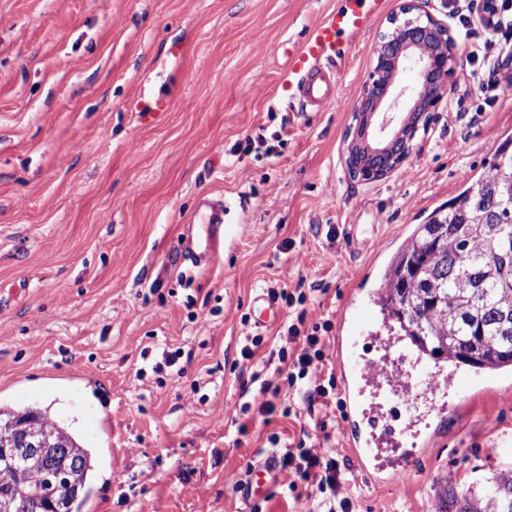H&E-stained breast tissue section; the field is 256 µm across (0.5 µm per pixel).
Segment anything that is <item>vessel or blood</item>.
Returning a JSON list of instances; mask_svg holds the SVG:
<instances>
[{
	"instance_id": "b4317fda",
	"label": "vessel or blood",
	"mask_w": 512,
	"mask_h": 512,
	"mask_svg": "<svg viewBox=\"0 0 512 512\" xmlns=\"http://www.w3.org/2000/svg\"><path fill=\"white\" fill-rule=\"evenodd\" d=\"M382 0H337L335 12L315 23L301 48L290 59L289 73L299 81V93L306 104L323 106L333 96L334 79L323 64L340 56L345 38L361 35L377 13ZM223 206L209 204L197 211L193 222L199 238L196 247L181 250L183 261L198 266L209 263L224 242ZM354 309L343 317L336 338V366L340 372L346 421L351 433V447L361 469L375 466L374 445L389 440L395 433L391 425H379L376 415L370 414L361 400L366 384L385 386L389 398H404L412 381L428 382L437 377L436 369L421 360L410 361L407 370L399 375L373 376L372 370L390 364L398 350L394 337L381 335L369 299H353ZM250 316L255 326L275 324L281 310L270 290H261L250 303ZM272 470L266 462L248 466L238 483L243 502L264 497L269 489Z\"/></svg>"
}]
</instances>
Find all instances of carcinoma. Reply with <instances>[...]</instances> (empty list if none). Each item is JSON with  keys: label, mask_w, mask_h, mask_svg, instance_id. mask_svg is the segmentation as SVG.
I'll use <instances>...</instances> for the list:
<instances>
[{"label": "carcinoma", "mask_w": 512, "mask_h": 512, "mask_svg": "<svg viewBox=\"0 0 512 512\" xmlns=\"http://www.w3.org/2000/svg\"><path fill=\"white\" fill-rule=\"evenodd\" d=\"M378 301L391 331L409 340L428 358L483 371L512 370V135L496 147L494 163L481 175L463 180L457 196L416 225L384 269ZM47 425L54 431L61 478L46 485L44 464L32 463L27 482H17L12 461L1 445L18 436L10 422ZM92 449L67 428L52 422L40 408L0 405V492L36 512L46 496L69 498L70 512H81L96 478ZM499 498L469 489L448 488V509L454 512H505L512 499V473L495 477Z\"/></svg>", "instance_id": "1"}]
</instances>
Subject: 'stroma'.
Instances as JSON below:
<instances>
[{
    "label": "stroma",
    "instance_id": "stroma-1",
    "mask_svg": "<svg viewBox=\"0 0 512 512\" xmlns=\"http://www.w3.org/2000/svg\"><path fill=\"white\" fill-rule=\"evenodd\" d=\"M501 3L431 0L459 46L451 105L401 167L364 182L345 136L398 0L332 63L336 96L317 111L291 99L288 61L337 0H0V403L49 408L96 449L82 512H250L236 482L275 432L334 439L354 512H436L443 488L512 470V371L447 390L441 413L417 400L402 476L361 470L335 406L288 389L272 421L238 406L253 371L278 381L270 350L289 319L337 324L349 291L375 289L414 226L512 134V60L491 86L468 59ZM206 197L224 199L228 226L192 267L177 244ZM269 287L306 300L257 329L245 317ZM176 349L184 374L137 376ZM92 412L109 429L89 428ZM260 507L315 503L286 472Z\"/></svg>",
    "mask_w": 512,
    "mask_h": 512
}]
</instances>
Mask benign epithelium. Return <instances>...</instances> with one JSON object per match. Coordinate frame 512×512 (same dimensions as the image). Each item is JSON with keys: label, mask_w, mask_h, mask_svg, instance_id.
<instances>
[{"label": "benign epithelium", "mask_w": 512, "mask_h": 512, "mask_svg": "<svg viewBox=\"0 0 512 512\" xmlns=\"http://www.w3.org/2000/svg\"><path fill=\"white\" fill-rule=\"evenodd\" d=\"M388 22L392 30L376 46V65L354 108L356 125L348 131L347 168L354 177L367 182L390 174L409 157L419 127L430 124L434 112L447 100L448 75L458 55L457 41L448 23L425 10L424 0H401ZM410 60L418 67L420 95L400 126H405L414 112L421 114V120L407 135L397 131L386 146L371 149L363 157L359 149L370 140L371 120L388 97L400 67ZM50 445L49 433L26 430L23 441L13 449L17 476L27 478L31 463L44 457Z\"/></svg>", "instance_id": "obj_1"}]
</instances>
